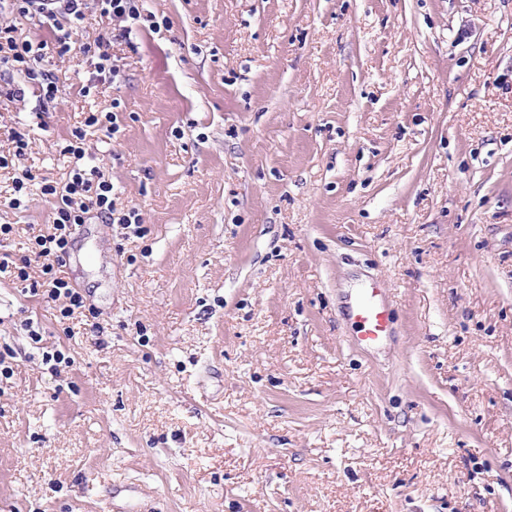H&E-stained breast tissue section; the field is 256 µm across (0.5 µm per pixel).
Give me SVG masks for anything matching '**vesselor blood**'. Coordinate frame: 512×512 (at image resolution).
Here are the masks:
<instances>
[{
    "label": "vessel or blood",
    "instance_id": "1",
    "mask_svg": "<svg viewBox=\"0 0 512 512\" xmlns=\"http://www.w3.org/2000/svg\"><path fill=\"white\" fill-rule=\"evenodd\" d=\"M345 315L356 330L359 345L371 348L380 344L391 329L386 288L373 280L365 283L350 296Z\"/></svg>",
    "mask_w": 512,
    "mask_h": 512
}]
</instances>
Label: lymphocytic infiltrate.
Masks as SVG:
<instances>
[{
    "label": "lymphocytic infiltrate",
    "mask_w": 512,
    "mask_h": 512,
    "mask_svg": "<svg viewBox=\"0 0 512 512\" xmlns=\"http://www.w3.org/2000/svg\"><path fill=\"white\" fill-rule=\"evenodd\" d=\"M99 2L102 14L111 16L114 21L106 40L130 41L134 28L142 19L139 0ZM86 7V0H9L10 14L35 18L55 28V49L61 57L71 52L85 19ZM15 31V25L0 24V72L27 76L37 84L42 101L54 102L60 88L53 73L39 66L43 58L41 49L35 48L30 40L18 38ZM89 127L104 130L109 136L114 135L119 130L117 115L113 112H91L85 116L83 126L73 129L61 149L62 154L73 156L76 161L65 183L36 179L28 169L22 170L14 178L13 190L18 194L26 193L30 182L39 181L42 196L52 204L51 230L29 237L25 253L20 258L0 254V275H7L22 286L30 279L31 266L39 265L43 296L46 301L59 303V314L64 318L86 308L82 292L58 274L65 264L77 227L85 223L92 212L109 224L119 222L131 225L140 221L133 207L127 213L117 214L111 181L106 180L99 166L86 162L84 140L85 130Z\"/></svg>",
    "instance_id": "lymphocytic-infiltrate-1"
}]
</instances>
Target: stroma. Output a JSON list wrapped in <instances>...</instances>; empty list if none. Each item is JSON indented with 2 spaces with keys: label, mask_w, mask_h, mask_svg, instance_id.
<instances>
[{
  "label": "stroma",
  "mask_w": 512,
  "mask_h": 512,
  "mask_svg": "<svg viewBox=\"0 0 512 512\" xmlns=\"http://www.w3.org/2000/svg\"><path fill=\"white\" fill-rule=\"evenodd\" d=\"M160 30L46 52L60 98L0 96V152L88 156L140 233L90 216L59 323L0 278V512H512V0H143ZM0 224L22 254L51 205ZM373 278L393 334L340 308ZM72 367L52 372L43 348ZM84 126L98 127L104 130L106 136L112 138V135L118 132L119 126L116 123L117 115L115 112H87L84 113Z\"/></svg>",
  "instance_id": "1"
}]
</instances>
